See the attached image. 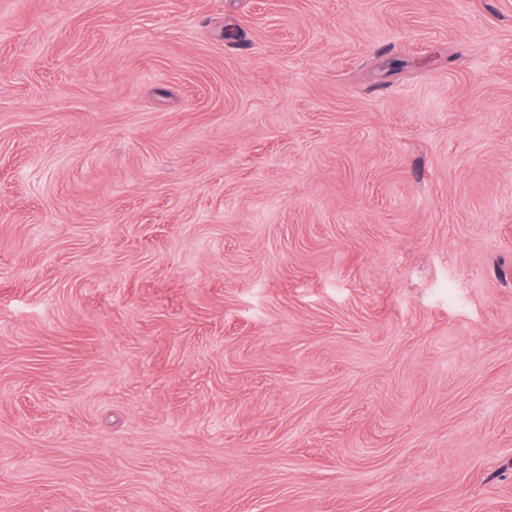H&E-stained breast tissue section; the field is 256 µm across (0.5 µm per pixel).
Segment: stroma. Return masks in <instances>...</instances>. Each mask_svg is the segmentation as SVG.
I'll return each mask as SVG.
<instances>
[{
  "mask_svg": "<svg viewBox=\"0 0 512 512\" xmlns=\"http://www.w3.org/2000/svg\"><path fill=\"white\" fill-rule=\"evenodd\" d=\"M0 512H512V0H0Z\"/></svg>",
  "mask_w": 512,
  "mask_h": 512,
  "instance_id": "obj_1",
  "label": "stroma"
}]
</instances>
